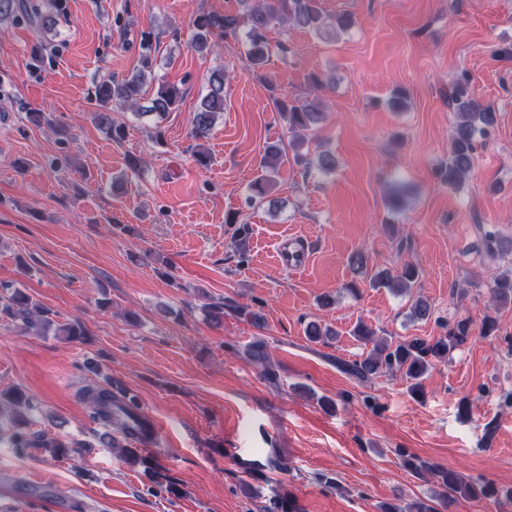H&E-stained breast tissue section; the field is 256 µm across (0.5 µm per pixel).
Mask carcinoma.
Returning a JSON list of instances; mask_svg holds the SVG:
<instances>
[{
	"label": "carcinoma",
	"mask_w": 512,
	"mask_h": 512,
	"mask_svg": "<svg viewBox=\"0 0 512 512\" xmlns=\"http://www.w3.org/2000/svg\"><path fill=\"white\" fill-rule=\"evenodd\" d=\"M239 9L224 14L200 13L193 21L191 47L198 52L210 48L214 36H235L244 32L246 38V56L255 69L262 68L268 61V32L273 22L278 21L292 28L322 34L329 30L346 32L354 25L349 14H340L336 20L327 18L318 6V0H238ZM57 13L56 0H0V26L9 22L23 20L37 30L54 22ZM142 68L130 79L107 80L96 87V98L102 103L120 100L138 107L141 88L148 75L152 74V38L145 34L139 43ZM181 99L180 90L167 84L159 85L156 97L151 99L149 111L158 117L176 108ZM274 104L288 124V131L294 135L310 131L323 118L322 111L312 102L294 100L292 102L276 98ZM448 104L456 116L451 135L448 164L440 171V180L455 185L468 178L475 162L477 140L490 134L496 123V113L489 105L477 103L468 91V78L461 75L455 85L448 90ZM224 112V69L213 70L209 78V92L202 99L193 117L192 136L197 140L208 138L219 114ZM99 125L107 130L114 141L125 137V129L110 121L104 112L96 114ZM282 160L281 149L276 145L267 147L263 161V174L251 185V199H265L269 195L272 174ZM418 272L412 266L404 267L393 275L382 272L375 284L382 287H399L406 291L417 278ZM493 301L507 304L512 302V275L498 279L492 289ZM0 320L19 323L27 329L39 333L53 332L67 342H79L85 332L77 323H58L51 312L34 300L26 289L15 284L0 286ZM474 323L468 317H461L448 324V334L434 340L413 337L396 344H385L374 339V330L364 323L358 324L353 334L358 339L373 344V348L361 360L351 363L342 362L340 367L360 381H367L384 371L401 370L412 381L410 390L417 395L421 392V379L436 362L448 359L451 352L466 344L471 338ZM244 357L260 365L270 380L276 379V373L269 364L265 345L252 342L246 346ZM122 397L112 393L110 388L96 387L88 390L86 401L94 419L108 422L117 427L123 422L124 410L120 407ZM35 409L31 399L20 390L0 391V418L9 414L10 440L15 448H54L65 453L68 445L47 441L41 432L29 431L30 414ZM143 431H128L126 442H121L106 431L98 436V442L107 448L120 449L125 460L132 464H147L138 449L129 446L131 441H141ZM434 475L445 490L444 498L452 502L459 497L498 500L504 496L512 500V489L500 491L493 484H470L463 481L455 472L438 470Z\"/></svg>",
	"instance_id": "obj_1"
}]
</instances>
